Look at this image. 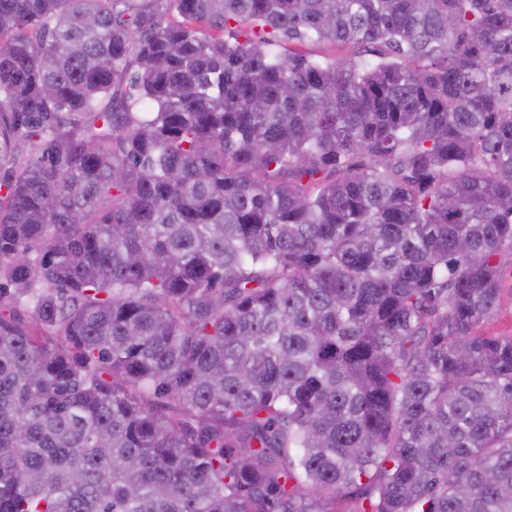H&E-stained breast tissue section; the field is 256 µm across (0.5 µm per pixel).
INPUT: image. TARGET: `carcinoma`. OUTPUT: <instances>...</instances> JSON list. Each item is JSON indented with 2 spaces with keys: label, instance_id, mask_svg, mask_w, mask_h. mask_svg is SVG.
I'll list each match as a JSON object with an SVG mask.
<instances>
[{
  "label": "carcinoma",
  "instance_id": "carcinoma-1",
  "mask_svg": "<svg viewBox=\"0 0 512 512\" xmlns=\"http://www.w3.org/2000/svg\"><path fill=\"white\" fill-rule=\"evenodd\" d=\"M506 251L512 0H0V512H512ZM293 48L296 49L297 51L311 55L313 58L321 60L334 59L335 57L341 56L343 54V50L339 46H335L332 44L322 43L300 45L294 41H283L282 50L285 53L288 54V50H291ZM502 263L500 301L493 315L484 323V329L490 334L512 336V256L505 254Z\"/></svg>",
  "mask_w": 512,
  "mask_h": 512
}]
</instances>
